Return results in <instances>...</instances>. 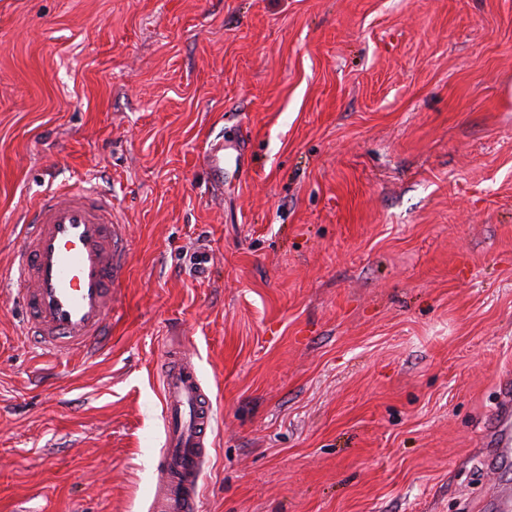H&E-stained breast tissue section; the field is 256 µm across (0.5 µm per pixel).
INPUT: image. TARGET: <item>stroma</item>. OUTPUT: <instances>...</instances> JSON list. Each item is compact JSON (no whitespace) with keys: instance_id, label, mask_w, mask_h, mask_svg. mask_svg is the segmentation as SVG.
<instances>
[{"instance_id":"1","label":"stroma","mask_w":512,"mask_h":512,"mask_svg":"<svg viewBox=\"0 0 512 512\" xmlns=\"http://www.w3.org/2000/svg\"><path fill=\"white\" fill-rule=\"evenodd\" d=\"M241 138L247 176L201 164ZM111 195L90 356L30 346L22 213ZM199 512H485L512 379V0H0V512H150L165 352ZM227 162H233L235 168H240L241 173L247 169L249 162L244 144L224 140L223 137L214 139L202 157L213 189L220 190L224 186V165ZM163 366L166 436L150 511L197 512L212 407L192 357L170 349ZM483 446L500 459L512 458V385L501 384L500 399L484 435Z\"/></svg>"}]
</instances>
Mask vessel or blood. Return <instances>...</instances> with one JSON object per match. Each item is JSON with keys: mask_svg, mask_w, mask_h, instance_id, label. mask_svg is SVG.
I'll list each match as a JSON object with an SVG mask.
<instances>
[{"mask_svg": "<svg viewBox=\"0 0 512 512\" xmlns=\"http://www.w3.org/2000/svg\"><path fill=\"white\" fill-rule=\"evenodd\" d=\"M247 169L243 145L214 139L202 157L213 189L224 166ZM129 250L112 201L94 189L60 186L31 206L21 230L15 274L27 336L57 357L103 344L127 268ZM166 436L151 512H198L200 479L208 454L213 412L194 359L168 350L162 373ZM483 445L512 458V384L503 383Z\"/></svg>", "mask_w": 512, "mask_h": 512, "instance_id": "1", "label": "vessel or blood"}]
</instances>
